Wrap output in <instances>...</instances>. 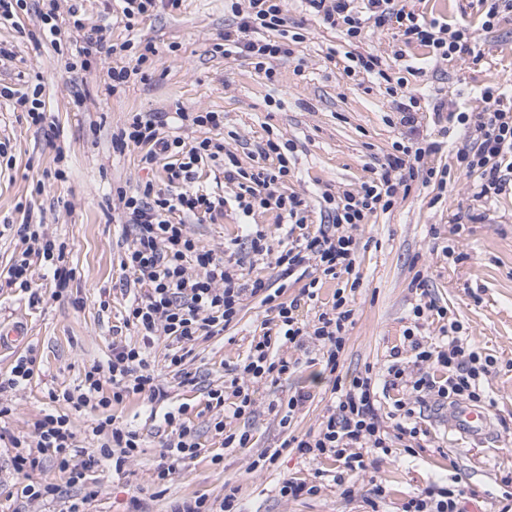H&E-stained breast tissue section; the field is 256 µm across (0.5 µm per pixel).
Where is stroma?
Instances as JSON below:
<instances>
[{"label":"stroma","mask_w":512,"mask_h":512,"mask_svg":"<svg viewBox=\"0 0 512 512\" xmlns=\"http://www.w3.org/2000/svg\"><path fill=\"white\" fill-rule=\"evenodd\" d=\"M406 4L426 17L461 24L477 18L481 8L479 0ZM36 8L30 0L14 23L0 24V46L12 52L11 58L0 59V84L23 93L30 91L31 77H40L57 138L49 140L23 112L0 100V142L13 159L11 166L0 168V270L21 251L20 225L38 224L46 235L66 243L76 276L71 295L53 299L43 294L36 302L0 285V319L26 320L28 346L37 358L33 380L12 396L16 411L7 428L20 436L32 432L47 407L49 389L73 387L85 369L105 362L112 330L122 323L127 285L119 269L121 228L112 199L117 187L133 188L147 177L159 181L165 176L159 166L150 174L142 170L139 150L113 153L112 130L127 113L221 112L224 127L217 135L242 160L268 134L292 140L295 172L285 190L310 197L308 221L314 225L320 221L318 190L358 187L380 168L395 142L411 136L384 89L370 78L345 76L352 46L342 33L303 14L298 0H286L285 13L290 29L304 39L293 60L277 63L272 82L247 58L219 50L224 27L232 20L224 0H182L178 11L144 18L132 31L120 20L117 0H85L86 27L100 29L105 43L150 39L159 48L149 79L114 96L106 93L104 79L116 58L93 54L87 68L66 69L64 56L35 38L40 24ZM476 40L483 55L479 64L444 61L427 67L426 77L408 76V92L442 96L455 113L485 110L481 89L512 82V20L477 32ZM361 47L383 55L395 73L407 65H424L423 49L397 42L386 30L367 36ZM77 94L85 100L79 110L72 105ZM60 147L69 165L62 182L54 178ZM39 183L44 186L40 192L35 189ZM433 195L430 187L413 191L354 229L361 285L342 371L353 375L381 367L390 349L402 345L404 330L414 324L412 308L421 292H428L460 323V336L497 360L496 373L482 382L491 399L488 436L478 441L449 429L447 409L425 411L418 421L426 432L421 448L408 452L394 442L372 475L359 477L353 496H343L338 481L344 471L338 464L303 458L285 445L289 432L315 427L329 401L330 384L313 366L278 388L259 387L256 412L248 422L253 434L249 447L220 450L209 427L207 391L230 381L234 364L246 355L252 338L263 333L265 308L249 299L238 325L195 345L186 364L192 382L181 384L168 370L160 372L171 403L188 404L202 451L176 468L161 496L145 498V512H170L173 504L199 494L222 498L228 484L237 487L243 512H401L409 496L430 483L449 485L458 477L465 486L463 512H500L512 496V192L479 201L473 178L454 174L441 200ZM246 220L269 235L277 233L276 212L258 210L246 218L231 204L190 231L202 246L220 251ZM419 272L427 282L423 290L412 284ZM299 386L310 388L315 399L290 428H282L272 406ZM114 413L120 422L140 429L145 448L123 473H96L100 494L91 512H127L130 498L149 483L161 461L163 422L138 402L116 407ZM217 452L224 460L215 465L211 456ZM265 452L275 453V463L254 467ZM318 471L323 488L317 496H280L283 479H308ZM378 484L385 490L379 498L374 495ZM371 498L376 506H368Z\"/></svg>","instance_id":"obj_1"}]
</instances>
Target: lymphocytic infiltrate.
I'll return each mask as SVG.
<instances>
[{
  "mask_svg": "<svg viewBox=\"0 0 512 512\" xmlns=\"http://www.w3.org/2000/svg\"><path fill=\"white\" fill-rule=\"evenodd\" d=\"M283 0H229L234 17L224 29L225 55L240 54L253 60L254 68L267 80H274V64L290 59L301 33L289 32ZM307 11L330 27L343 28L348 40L362 42L368 33L393 31L398 41L424 48L428 56L479 61L471 25H451L428 19L401 7L399 0H303ZM56 4L41 13L38 38L62 51L71 37L85 28L79 4H71L67 23H59ZM108 56L133 52V62L109 67L106 91L116 94L133 77L144 75L146 63L157 54L152 42L131 40L104 44L87 38L85 46L75 48L67 68L91 52ZM347 75L362 74L384 84L403 124L414 126L422 112L443 116L446 103L440 98L423 99L405 92L403 78L390 75L381 55L367 51L353 55ZM485 111L459 113L457 121L466 128L470 142L456 153L458 171L479 173L475 195L487 199L512 186V106H505L499 86L484 88ZM185 128L207 130V137L185 142L164 132L163 113L133 112L112 134L113 151L141 149L140 162L150 169L162 165L167 173L164 187L146 181L135 191L117 187L118 220L124 226V243L119 267L133 283L125 304L122 333L112 338L110 354L102 365L86 371L78 386L49 390L51 402H65L70 411L97 412L91 433L99 444L98 453L84 452L69 413L47 412L34 424L31 436L10 433L4 422L14 414L11 404L0 402V443L14 449L12 465L20 482L15 490L28 512H41L50 503L60 504V512H88L99 495L90 482L91 473L101 468L122 473L141 451L143 440L136 430L121 425L113 409L137 400L160 404L168 392L155 369L153 349L160 338L175 341L176 349L165 356L168 369L178 379H186L185 364L195 343L203 337L223 335L240 320L246 298L259 300L270 312L265 331L252 340L247 355L233 368L229 388L217 387L207 393V407L213 413L212 426L222 449L244 448L251 441L249 430L235 422L254 412L252 394L259 384H278L300 373L303 364L293 350L306 344L316 347L322 369L332 382L333 400L317 429L289 435L287 447L301 456L331 458L344 470L363 475L373 467L374 457L388 455L393 441L415 442L421 434L411 420L424 410L445 403H485L480 386L483 377L495 369L492 356L482 355L460 337L458 321L435 300H420L413 308L416 321L441 319L442 336L437 342L407 331L406 347H393L383 374L365 371L351 380L339 373L349 332L355 324V296L337 289L331 305L318 303L320 280H336L354 275L359 243L351 229L369 223L372 217L392 209L398 197L412 190L436 186L445 189L450 172L437 167L433 157L441 142L417 136L408 143H394L377 175L360 186L333 194H321L325 224L310 230L307 224L309 200L301 194L284 193L282 186L290 173L291 141L269 137L249 154V164L227 150L212 133L224 126L220 112H177ZM213 163L224 169V181L233 185L230 198L216 197L198 184L199 165ZM234 203L242 214L257 209L277 211L280 218L277 237H269L257 225L245 227L241 243L225 245L223 252L201 246L185 224L188 217L213 215ZM24 249L6 271L5 284L29 289L31 262L39 260L50 282L52 297L68 291L76 270L66 260L65 243L38 231L24 232ZM266 264L273 277H250L246 260ZM314 268L316 276L305 283L293 298H285L287 282L301 268ZM315 308L312 321L300 317L303 308ZM410 359H403V352ZM396 390L402 397L394 403L393 428H385L379 414V390ZM187 404L171 408L163 415L170 433L162 445L161 461L154 471L153 489L165 486L178 465L201 453L199 435L187 420ZM53 454L59 478L33 479L43 454ZM80 486V499L64 498L63 486ZM464 486L456 488L430 485L410 497L402 512H459Z\"/></svg>",
  "mask_w": 512,
  "mask_h": 512,
  "instance_id": "f902f5d3",
  "label": "lymphocytic infiltrate"
}]
</instances>
